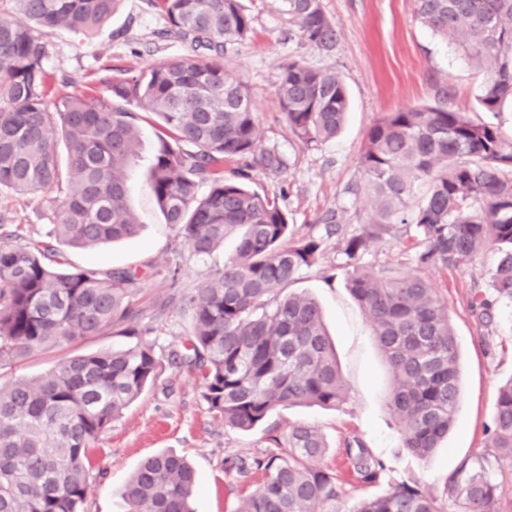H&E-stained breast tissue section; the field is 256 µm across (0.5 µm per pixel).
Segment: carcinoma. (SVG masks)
Segmentation results:
<instances>
[{
  "label": "carcinoma",
  "mask_w": 512,
  "mask_h": 512,
  "mask_svg": "<svg viewBox=\"0 0 512 512\" xmlns=\"http://www.w3.org/2000/svg\"><path fill=\"white\" fill-rule=\"evenodd\" d=\"M30 23L0 14V186L26 194L55 189L47 239L0 246V370L34 353L61 349L106 332L130 343L62 357L33 381L0 382V512H82L92 463L89 442L111 427L157 379L162 367L152 329L142 324L133 269L73 266L56 247L94 249L138 233L123 180L138 143L133 102L154 113L172 141H162L148 187L166 223L191 251L212 255L229 236L234 256L188 303L193 326L181 352L168 354L199 381L215 417L249 432L294 405L336 409L348 394L322 310L287 289L316 265L326 240L339 238L345 281L367 316L391 370L386 407L402 447L429 456L447 437L461 396L459 352L448 300L418 274L495 257L488 290L473 314L490 322L496 305L512 306V137L494 118L512 104V0H415L420 23L475 64L477 100L489 121L445 105H406L374 121L358 159L359 177L344 188L350 203L318 218L324 234L296 237L277 198L246 186L252 173L277 178L289 161L261 143L250 87L224 70L227 47L252 31L241 0H150L175 33L202 50L116 78L110 95L46 97L48 48L38 28L90 35L120 0H13ZM288 38L325 54L339 38L322 0H278ZM278 97L292 134L322 143L340 132L350 108L335 70L300 57L280 68ZM62 142L65 155L56 149ZM236 164L224 177V163ZM201 184L207 192L198 193ZM372 200L363 216L356 207ZM356 222L348 234L344 225ZM405 225L414 266L388 274L359 263L368 247ZM279 454L234 462L264 482L240 512H339L342 477L316 467L328 443L299 423L272 437ZM349 472L361 486L379 482L384 465L355 438ZM512 472V378L497 388L488 450L460 463L445 494L462 512H499L496 474ZM194 472L184 457L145 458L121 492L124 512H190ZM352 512H442L416 483L401 482L359 500Z\"/></svg>",
  "instance_id": "carcinoma-1"
}]
</instances>
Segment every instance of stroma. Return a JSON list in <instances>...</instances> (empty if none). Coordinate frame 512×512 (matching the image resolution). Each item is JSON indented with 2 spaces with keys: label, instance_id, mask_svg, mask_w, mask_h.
I'll list each match as a JSON object with an SVG mask.
<instances>
[{
  "label": "stroma",
  "instance_id": "stroma-1",
  "mask_svg": "<svg viewBox=\"0 0 512 512\" xmlns=\"http://www.w3.org/2000/svg\"><path fill=\"white\" fill-rule=\"evenodd\" d=\"M244 4L253 17V30L245 43L227 50L224 66L249 84L263 144L279 148L290 159L279 178L257 172L250 186L259 194L278 197L295 234L307 232L324 211L345 204L343 188L357 174L366 132L383 113L405 105L444 102L474 121L486 118L476 100L475 68L420 24L414 0H323L326 13L340 28L336 49L328 55L300 51L297 40L288 39L275 0H244ZM41 37L49 47L45 66L48 98L53 102L78 92L107 94L113 78L137 75L152 63L192 52L148 0H121L94 35L45 29ZM297 54L312 66L338 69L347 84L351 102L347 121L328 142L300 144L280 111V67ZM139 115L137 156L124 171L129 203L141 224L138 234L94 250L66 246L62 252L83 267H138L136 289L144 318L156 328L158 352L166 354L183 350L191 332L192 312L183 296L193 294L202 281L222 269L238 241L226 239L223 250L201 259L190 252L177 228L165 223L147 184L163 128L148 110H140ZM58 197L53 189L18 194L0 188V229L10 233L11 245L44 239L51 202ZM339 260L335 240H328L318 264L303 272L294 290L314 298L323 310L350 385L347 404L336 410L306 405L281 409L266 424L242 433L214 417L186 368L165 364L144 397L91 441L94 469L83 512H122L120 493L129 476L143 459L162 451L185 456L193 465L198 480L191 503L194 512H238L262 476L240 477L226 468V460L272 452L270 429L283 434L299 422L317 426L329 442L318 461L320 467H335L346 441L356 437L386 466L379 491L414 481L438 498L443 512H459V505L444 493L445 482L462 460L486 450L497 388L512 378V310L496 308L492 322L486 324L470 308L475 287L489 283L494 256L488 252L456 269L422 272L448 299L462 378L454 426L440 448L426 458L403 448L387 411L388 366L365 314L343 279L324 278L323 267ZM361 261L377 270L397 272L410 267L411 255L401 233L395 232L371 245Z\"/></svg>",
  "mask_w": 512,
  "mask_h": 512
}]
</instances>
